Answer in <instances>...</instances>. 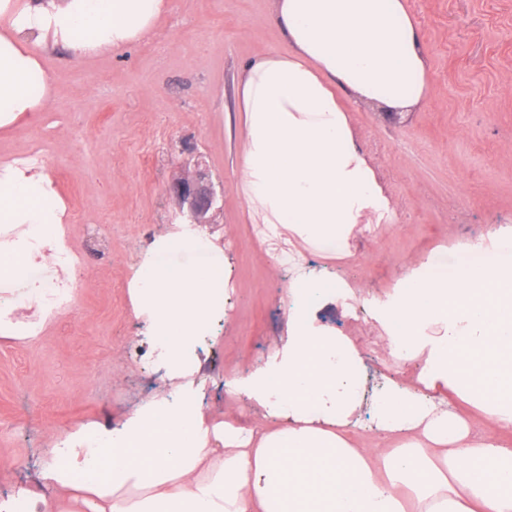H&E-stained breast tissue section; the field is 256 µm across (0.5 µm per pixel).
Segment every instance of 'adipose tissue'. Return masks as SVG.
Instances as JSON below:
<instances>
[{
	"instance_id": "1",
	"label": "adipose tissue",
	"mask_w": 512,
	"mask_h": 512,
	"mask_svg": "<svg viewBox=\"0 0 512 512\" xmlns=\"http://www.w3.org/2000/svg\"><path fill=\"white\" fill-rule=\"evenodd\" d=\"M408 0H274L286 51L250 62L237 82L246 136L240 179L260 223L288 230L319 257L349 254L358 224L391 219L378 171L356 146L350 114L368 105L409 112L430 96V67ZM169 0H0V129L30 123L56 95L43 55L74 59L150 35ZM66 208L43 169L0 163V337L32 340L53 315L46 285L69 287L54 255ZM490 263L407 270L381 316L391 354L422 358L417 386L388 385L376 407L381 443L356 447L359 349L316 326L311 311L345 287L329 275L288 285V351L234 379L283 426L213 422L182 379L198 337L224 314V252L201 232L160 237L130 283L172 382L125 422L95 434L111 450L99 477L87 427L52 449L37 487L0 512H512V233L490 229ZM36 305L34 319H13ZM444 388L474 404L478 425L434 402Z\"/></svg>"
}]
</instances>
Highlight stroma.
<instances>
[{"instance_id":"1","label":"stroma","mask_w":512,"mask_h":512,"mask_svg":"<svg viewBox=\"0 0 512 512\" xmlns=\"http://www.w3.org/2000/svg\"><path fill=\"white\" fill-rule=\"evenodd\" d=\"M408 5L430 58V99L415 112L352 115L395 219L355 231L349 257L304 256L307 271L348 285L315 321L360 350L354 439L364 447L384 389L414 383L422 366L391 355L379 304L406 270L454 261L457 245L484 242L493 226L512 228V0ZM285 48L272 0H171L137 44L80 62L46 55L59 93L36 121L0 131V162L40 156L66 205L75 300L37 340L0 338V500L31 487L48 449L74 426L117 425L164 391L165 369L132 312L129 283L150 242L182 224L172 187L200 162L224 188L204 231L229 273L224 316L202 338L190 381L208 416L267 422L266 408L231 394L228 383L287 348L295 272L251 232L236 84L250 61ZM92 224L107 236L104 251L90 248Z\"/></svg>"}]
</instances>
